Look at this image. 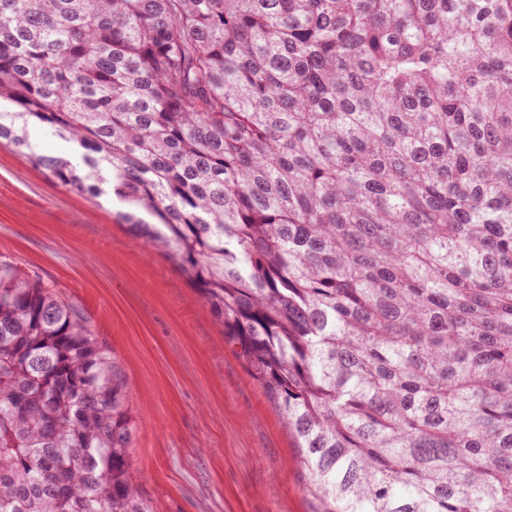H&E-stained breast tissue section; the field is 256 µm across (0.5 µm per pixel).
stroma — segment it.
<instances>
[{
  "label": "stroma",
  "mask_w": 512,
  "mask_h": 512,
  "mask_svg": "<svg viewBox=\"0 0 512 512\" xmlns=\"http://www.w3.org/2000/svg\"><path fill=\"white\" fill-rule=\"evenodd\" d=\"M125 207L0 148V263L78 305L120 359L132 470L157 512H318L281 412L175 264L129 235Z\"/></svg>",
  "instance_id": "35a3bbf8"
}]
</instances>
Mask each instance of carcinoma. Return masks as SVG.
Returning a JSON list of instances; mask_svg holds the SVG:
<instances>
[{
    "label": "carcinoma",
    "mask_w": 512,
    "mask_h": 512,
    "mask_svg": "<svg viewBox=\"0 0 512 512\" xmlns=\"http://www.w3.org/2000/svg\"><path fill=\"white\" fill-rule=\"evenodd\" d=\"M2 101L199 290L320 512H512V0H0ZM127 386L0 264V512H154ZM32 139L37 148L47 154H56L69 151V145L53 136L49 129L35 128L32 131Z\"/></svg>",
    "instance_id": "cac0c4a2"
}]
</instances>
